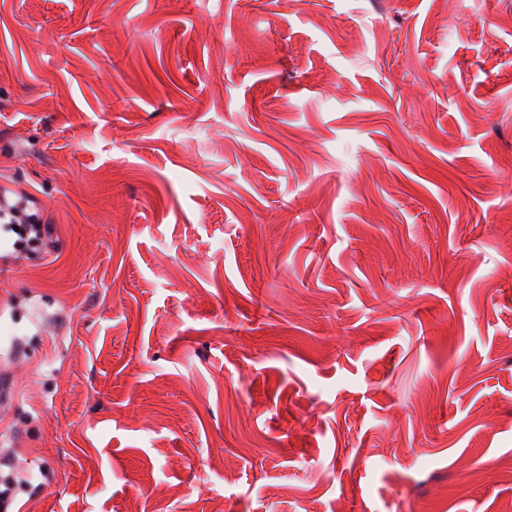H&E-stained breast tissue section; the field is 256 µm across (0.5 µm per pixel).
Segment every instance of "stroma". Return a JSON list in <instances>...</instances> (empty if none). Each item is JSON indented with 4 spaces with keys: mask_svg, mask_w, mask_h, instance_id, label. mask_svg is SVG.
Instances as JSON below:
<instances>
[{
    "mask_svg": "<svg viewBox=\"0 0 512 512\" xmlns=\"http://www.w3.org/2000/svg\"><path fill=\"white\" fill-rule=\"evenodd\" d=\"M10 512L512 502V0H0ZM0 231L13 233L18 236L14 242L15 247L32 246L38 242L41 236V224L36 213H33L29 204L22 200L13 203L0 198ZM14 226L19 231L14 230Z\"/></svg>",
    "mask_w": 512,
    "mask_h": 512,
    "instance_id": "35a3bbf8",
    "label": "stroma"
}]
</instances>
